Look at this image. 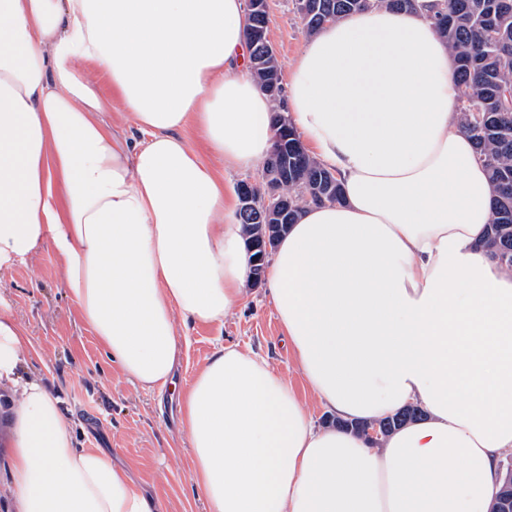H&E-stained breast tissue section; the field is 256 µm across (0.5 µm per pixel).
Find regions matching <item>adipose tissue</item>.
I'll list each match as a JSON object with an SVG mask.
<instances>
[{"label":"adipose tissue","mask_w":512,"mask_h":512,"mask_svg":"<svg viewBox=\"0 0 512 512\" xmlns=\"http://www.w3.org/2000/svg\"><path fill=\"white\" fill-rule=\"evenodd\" d=\"M246 0H0V270L50 242L82 320L122 375L172 383L176 320L220 324L249 295L224 179L274 146L249 64ZM112 82L103 96L82 76ZM455 59L426 12H356L306 38L284 113L342 199L306 206L266 286L298 368L337 419L416 404L380 442L316 425L266 358L220 346L180 396L206 512H491L512 451V271L460 126ZM134 135L105 120L113 100ZM27 343L0 313L11 512H165L102 451L77 447Z\"/></svg>","instance_id":"1"}]
</instances>
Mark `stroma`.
I'll list each match as a JSON object with an SVG mask.
<instances>
[{"mask_svg": "<svg viewBox=\"0 0 512 512\" xmlns=\"http://www.w3.org/2000/svg\"><path fill=\"white\" fill-rule=\"evenodd\" d=\"M268 37L282 77H289L288 65L305 40L294 0H269ZM0 310L28 338L19 379L43 376L74 424L78 446L102 450L138 487L159 499L166 512H205L192 481L178 401L216 348L233 344L267 358L314 420H325L326 411L300 373L264 287L250 288L247 304L223 324L180 329L184 344L174 384L159 394L127 382L108 361L62 284L51 246H41L24 262L0 270Z\"/></svg>", "mask_w": 512, "mask_h": 512, "instance_id": "stroma-1", "label": "stroma"}]
</instances>
